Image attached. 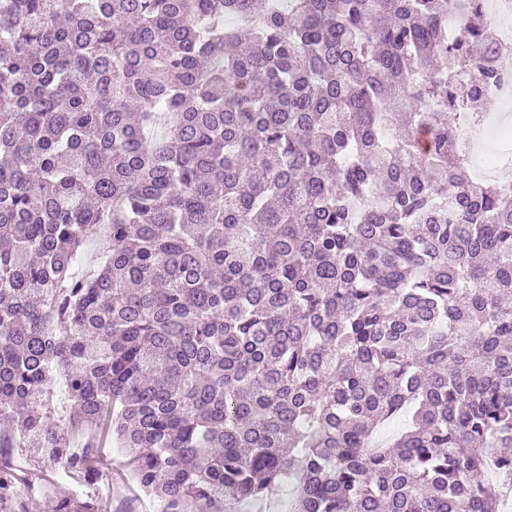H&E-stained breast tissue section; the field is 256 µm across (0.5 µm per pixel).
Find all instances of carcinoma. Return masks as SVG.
Instances as JSON below:
<instances>
[{
	"mask_svg": "<svg viewBox=\"0 0 512 512\" xmlns=\"http://www.w3.org/2000/svg\"><path fill=\"white\" fill-rule=\"evenodd\" d=\"M455 2L0 0V448L93 485L98 425L164 512H499L512 187L448 113L507 70Z\"/></svg>",
	"mask_w": 512,
	"mask_h": 512,
	"instance_id": "carcinoma-1",
	"label": "carcinoma"
}]
</instances>
